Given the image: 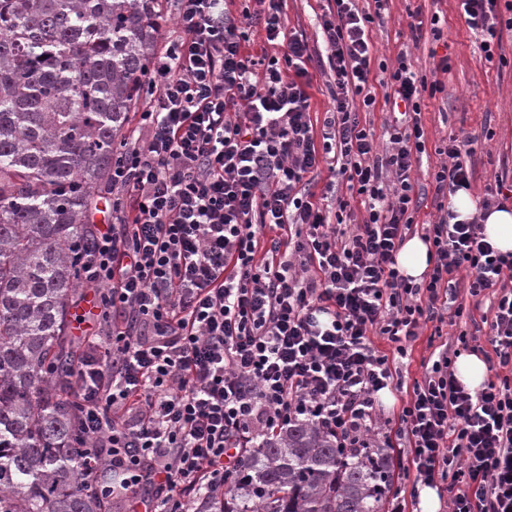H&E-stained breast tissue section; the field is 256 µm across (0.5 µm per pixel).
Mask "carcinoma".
<instances>
[{
    "label": "carcinoma",
    "instance_id": "cac0c4a2",
    "mask_svg": "<svg viewBox=\"0 0 512 512\" xmlns=\"http://www.w3.org/2000/svg\"><path fill=\"white\" fill-rule=\"evenodd\" d=\"M158 0H0V512H106L79 486L70 308L159 36ZM393 459L314 424L260 440L203 512H383Z\"/></svg>",
    "mask_w": 512,
    "mask_h": 512
}]
</instances>
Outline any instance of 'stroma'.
I'll return each mask as SVG.
<instances>
[{"instance_id": "1", "label": "stroma", "mask_w": 512, "mask_h": 512, "mask_svg": "<svg viewBox=\"0 0 512 512\" xmlns=\"http://www.w3.org/2000/svg\"><path fill=\"white\" fill-rule=\"evenodd\" d=\"M325 0H283L282 10L288 32L304 35L316 63L308 68L310 116L315 135H322L323 121L333 101L329 81L331 71L325 63L324 34L319 16ZM439 13L444 17V38L423 36L413 40L409 14ZM370 38L377 59L395 65L398 53H407L416 72L428 80H439L444 90L425 99L421 119L426 151L413 172L415 193L421 205L416 224H431L440 213L433 197L432 173L442 162L438 150L449 138L472 136L474 152L468 162L474 168L471 191L476 198L486 196V187L495 175L512 171V30L504 31L503 62H487L479 42L461 16L457 0H388L382 22L370 27ZM447 70H439L440 61Z\"/></svg>"}]
</instances>
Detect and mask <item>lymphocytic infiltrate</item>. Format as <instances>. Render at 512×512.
<instances>
[{
	"label": "lymphocytic infiltrate",
	"mask_w": 512,
	"mask_h": 512,
	"mask_svg": "<svg viewBox=\"0 0 512 512\" xmlns=\"http://www.w3.org/2000/svg\"><path fill=\"white\" fill-rule=\"evenodd\" d=\"M175 39H163L146 78V105L112 160V224L83 262L95 288L94 326L76 357L80 484L127 512H199L224 491L259 438L310 421L346 453L398 447L413 484L443 486L451 512H512V254L494 250L478 221L451 212L426 225L433 269L404 275L396 256L418 211L411 181L425 151V98L440 82L398 54L393 115L377 151L359 112L373 109V12L327 0L321 16L334 74L333 108L315 136L304 80L312 56L287 34L281 0L233 16L225 0H176ZM498 0H458L493 60L504 27ZM263 25L279 56L245 50V23ZM449 139L436 195L471 186ZM337 171L366 211L315 201L307 177ZM469 293L492 292L489 342L499 371L471 392L448 353L406 386L394 365L421 323L462 317ZM382 337L395 346L387 354ZM399 394L386 415L378 394Z\"/></svg>",
	"instance_id": "obj_1"
}]
</instances>
